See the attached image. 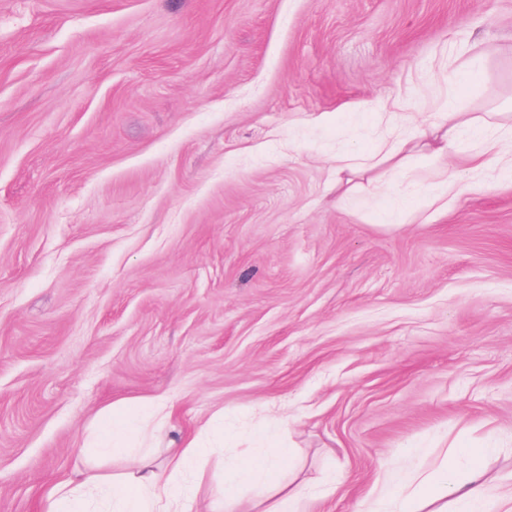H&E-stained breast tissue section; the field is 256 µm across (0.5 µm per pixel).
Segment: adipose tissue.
I'll return each mask as SVG.
<instances>
[{
  "label": "adipose tissue",
  "instance_id": "1",
  "mask_svg": "<svg viewBox=\"0 0 512 512\" xmlns=\"http://www.w3.org/2000/svg\"><path fill=\"white\" fill-rule=\"evenodd\" d=\"M440 110L439 123L414 130L415 139L430 146V160H446L468 132L482 144L481 150L469 154L468 171L493 166L512 173V125L491 114L465 117L451 99ZM173 414L172 404L161 399L101 408L91 433L94 453L81 480L51 487L44 497V512H87L94 504L90 492L95 488L108 491L112 512H192L204 477L196 463L208 455V448L197 437H180L165 448V465L160 468L142 444L151 423L170 421ZM495 454L492 448L448 449L432 469L409 475L411 497L393 495L388 506L392 512H512L507 508L512 500L494 493L485 478L486 463ZM293 461L291 449L270 443L230 462L223 488L209 494V512H240L239 486L274 483Z\"/></svg>",
  "mask_w": 512,
  "mask_h": 512
}]
</instances>
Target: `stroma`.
I'll use <instances>...</instances> for the list:
<instances>
[{
  "label": "stroma",
  "mask_w": 512,
  "mask_h": 512,
  "mask_svg": "<svg viewBox=\"0 0 512 512\" xmlns=\"http://www.w3.org/2000/svg\"><path fill=\"white\" fill-rule=\"evenodd\" d=\"M455 90L512 113V0H0V512L156 397L211 488L269 430L306 512L455 439L512 491V177L334 163Z\"/></svg>",
  "instance_id": "stroma-1"
}]
</instances>
